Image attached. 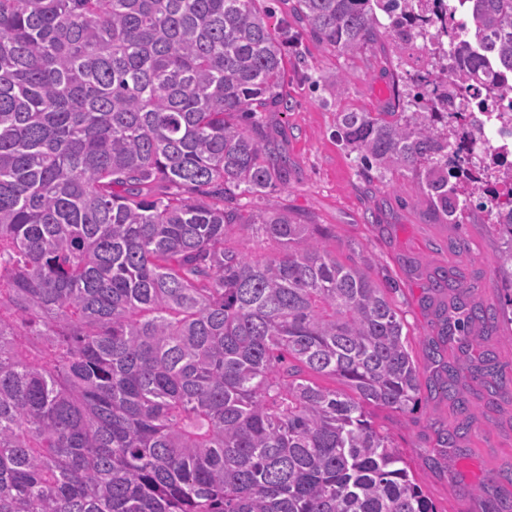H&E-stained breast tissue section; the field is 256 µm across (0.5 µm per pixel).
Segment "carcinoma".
<instances>
[{
	"instance_id": "carcinoma-1",
	"label": "carcinoma",
	"mask_w": 512,
	"mask_h": 512,
	"mask_svg": "<svg viewBox=\"0 0 512 512\" xmlns=\"http://www.w3.org/2000/svg\"><path fill=\"white\" fill-rule=\"evenodd\" d=\"M257 2L0 0V512H438L367 406L507 383L465 356L422 386L369 265L288 210L242 215L291 171L256 117L283 103L293 39ZM461 2L512 72V0ZM434 3L295 9L341 54L386 38L400 67ZM430 66L400 76L397 110L341 113L337 137L458 224L485 202L453 148L473 130L452 86L482 59L450 25ZM480 182L512 184V160ZM231 229L279 251L245 257ZM490 229L512 323V193ZM431 288L452 294L443 336L491 319L448 272Z\"/></svg>"
}]
</instances>
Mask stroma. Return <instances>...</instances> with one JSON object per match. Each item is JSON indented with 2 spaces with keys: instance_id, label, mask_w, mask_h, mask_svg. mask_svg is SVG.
I'll use <instances>...</instances> for the list:
<instances>
[{
  "instance_id": "1",
  "label": "stroma",
  "mask_w": 512,
  "mask_h": 512,
  "mask_svg": "<svg viewBox=\"0 0 512 512\" xmlns=\"http://www.w3.org/2000/svg\"><path fill=\"white\" fill-rule=\"evenodd\" d=\"M295 0H260L268 22L296 35L300 53H289L280 89L286 111L271 118L292 163L288 184L266 196L243 199L247 211L285 208L316 225L319 237L346 264H370L376 279L396 283L393 299L413 337L412 354L429 367L427 346L437 337L429 284L434 273H454L470 297L500 308L503 292L494 273L496 240L489 216L475 213L465 223H446L422 196L408 172L381 182H366L355 154L336 138L342 112H390L396 105L397 70L388 43L347 56L316 41L295 11ZM339 72L350 78L344 94L325 84ZM472 355L493 351L499 367L512 375V324L474 327ZM468 401L470 429L459 440L466 456L452 467L434 464L440 431L454 427L460 416L441 394L423 395L417 408L398 413L369 407L423 483L438 512H491L495 499L512 500V484L502 481L512 470V390L489 399L471 379L460 382Z\"/></svg>"
}]
</instances>
